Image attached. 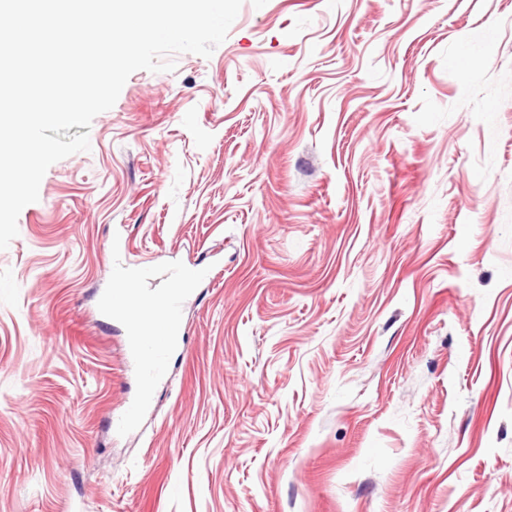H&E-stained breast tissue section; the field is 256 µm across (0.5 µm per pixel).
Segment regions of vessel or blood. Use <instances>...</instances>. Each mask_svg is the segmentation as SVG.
<instances>
[{"instance_id": "obj_1", "label": "vessel or blood", "mask_w": 512, "mask_h": 512, "mask_svg": "<svg viewBox=\"0 0 512 512\" xmlns=\"http://www.w3.org/2000/svg\"><path fill=\"white\" fill-rule=\"evenodd\" d=\"M169 278L177 285L176 291H157L152 288L151 277H143L138 280L135 294L141 299L144 307H159V318L150 320L141 316L135 310L128 308H116V315L124 322L127 332V345L130 354L138 364V373L141 381V390L136 399L132 401L127 414L121 418L124 426L132 425L141 410L151 405L154 396V387L158 381L157 376L150 368L153 351L157 345L156 332H163L168 348L175 349L179 346L181 334V316L173 311L170 306L171 299H185L189 296V289L183 288L184 272H170Z\"/></svg>"}]
</instances>
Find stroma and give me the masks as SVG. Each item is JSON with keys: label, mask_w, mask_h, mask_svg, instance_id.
I'll return each mask as SVG.
<instances>
[{"label": "stroma", "mask_w": 512, "mask_h": 512, "mask_svg": "<svg viewBox=\"0 0 512 512\" xmlns=\"http://www.w3.org/2000/svg\"><path fill=\"white\" fill-rule=\"evenodd\" d=\"M174 61L0 250V512H512V0H243ZM116 246L207 271L129 431Z\"/></svg>", "instance_id": "obj_1"}]
</instances>
